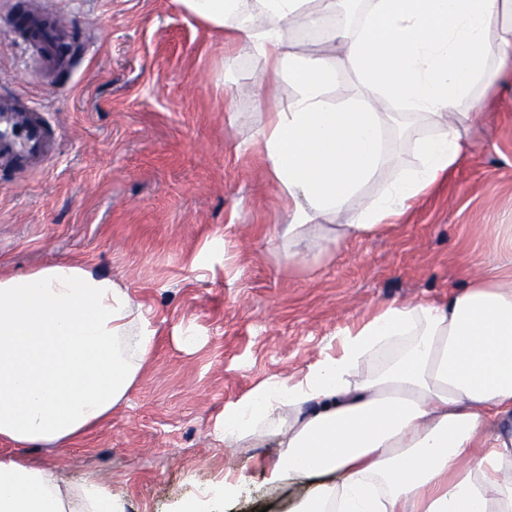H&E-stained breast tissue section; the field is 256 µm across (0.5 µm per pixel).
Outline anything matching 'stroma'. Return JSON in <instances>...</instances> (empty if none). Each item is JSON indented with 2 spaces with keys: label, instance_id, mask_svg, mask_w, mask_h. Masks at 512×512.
Wrapping results in <instances>:
<instances>
[{
  "label": "stroma",
  "instance_id": "obj_1",
  "mask_svg": "<svg viewBox=\"0 0 512 512\" xmlns=\"http://www.w3.org/2000/svg\"><path fill=\"white\" fill-rule=\"evenodd\" d=\"M24 10L65 33L50 74L11 37ZM253 80L247 49L177 0H0V95L39 100L61 132L42 174L0 171V270L111 274L156 331L107 426L35 451L71 490L107 486L122 512H181L228 473L244 483L222 512H293L309 483L266 484L269 446L225 447V408L302 374L381 303L436 301L484 274L512 225V78H499L448 181L396 225L285 269L271 244L282 206L249 143Z\"/></svg>",
  "mask_w": 512,
  "mask_h": 512
}]
</instances>
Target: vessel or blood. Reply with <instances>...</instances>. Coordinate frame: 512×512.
Here are the masks:
<instances>
[{"label":"vessel or blood","instance_id":"1","mask_svg":"<svg viewBox=\"0 0 512 512\" xmlns=\"http://www.w3.org/2000/svg\"><path fill=\"white\" fill-rule=\"evenodd\" d=\"M31 58L45 70L54 69L64 57V39L46 23L29 16L18 25ZM58 139L40 107L0 97V167L22 173L44 169Z\"/></svg>","mask_w":512,"mask_h":512}]
</instances>
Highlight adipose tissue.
Instances as JSON below:
<instances>
[{"label":"adipose tissue","mask_w":512,"mask_h":512,"mask_svg":"<svg viewBox=\"0 0 512 512\" xmlns=\"http://www.w3.org/2000/svg\"><path fill=\"white\" fill-rule=\"evenodd\" d=\"M248 47L253 145L286 206L285 267L393 225L467 157L493 78L512 75V0H368L357 29L336 0H177ZM331 19L329 51L292 48L291 23ZM403 112L332 104L338 72ZM295 92L274 102L270 84ZM426 127L403 167L394 133ZM398 173L355 212L349 200ZM489 273L434 302H387L298 377L224 410V445L275 444L265 481L314 485L297 512H512V235ZM143 308L111 276L58 261L0 273V512H73L57 473L23 449L68 448L110 423L152 360Z\"/></svg>","instance_id":"obj_1"}]
</instances>
